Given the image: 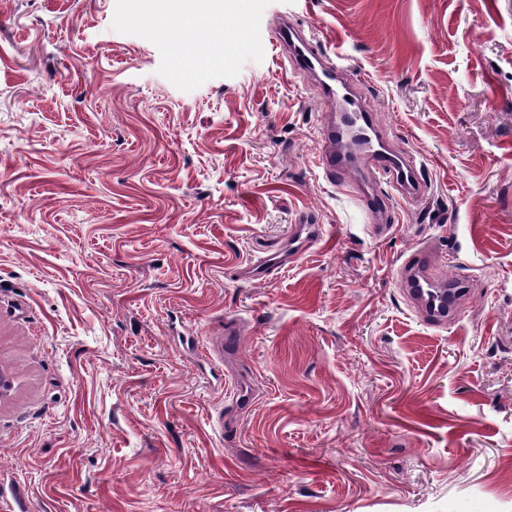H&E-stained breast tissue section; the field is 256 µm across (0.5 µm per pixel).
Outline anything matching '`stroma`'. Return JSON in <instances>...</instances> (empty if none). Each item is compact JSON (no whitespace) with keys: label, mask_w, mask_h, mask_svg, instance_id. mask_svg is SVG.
<instances>
[{"label":"stroma","mask_w":512,"mask_h":512,"mask_svg":"<svg viewBox=\"0 0 512 512\" xmlns=\"http://www.w3.org/2000/svg\"><path fill=\"white\" fill-rule=\"evenodd\" d=\"M251 47L146 0H0V480L24 512H512V0H223ZM342 52L423 166L375 237L315 163L281 18ZM323 238L263 279L303 214ZM417 245L469 282L425 324ZM233 330L222 363L183 338ZM224 413V432L211 418ZM396 274L402 294L424 321L433 326H446L456 320L468 295L466 283L448 277L447 286L446 280H439V273L430 266L425 246L413 249L402 260Z\"/></svg>","instance_id":"35a3bbf8"}]
</instances>
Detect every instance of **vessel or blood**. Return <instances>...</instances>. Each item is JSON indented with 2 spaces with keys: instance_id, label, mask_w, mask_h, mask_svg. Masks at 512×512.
<instances>
[{
  "instance_id": "vessel-or-blood-1",
  "label": "vessel or blood",
  "mask_w": 512,
  "mask_h": 512,
  "mask_svg": "<svg viewBox=\"0 0 512 512\" xmlns=\"http://www.w3.org/2000/svg\"><path fill=\"white\" fill-rule=\"evenodd\" d=\"M276 44L295 70L314 76L327 107L321 121L324 148L316 164L333 183L341 182L354 166L361 167L368 185L358 190L373 235H386L395 220L394 196L412 197L424 186L412 157L394 151L377 127L369 107L358 97L343 57L322 53L302 28L281 23ZM323 234L322 225L305 219L293 225L287 252L275 253L254 264L267 275L293 261ZM403 295L428 324L445 326L456 320L467 297L465 281H442L430 265L426 247L413 249L397 269Z\"/></svg>"
}]
</instances>
